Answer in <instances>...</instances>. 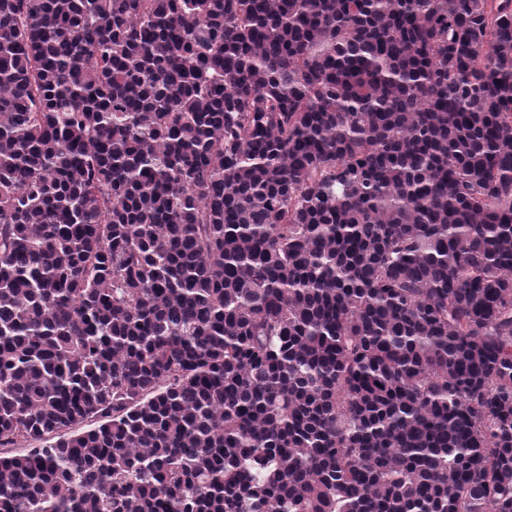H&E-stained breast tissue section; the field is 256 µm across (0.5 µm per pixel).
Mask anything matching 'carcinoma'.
<instances>
[{"label":"carcinoma","mask_w":512,"mask_h":512,"mask_svg":"<svg viewBox=\"0 0 512 512\" xmlns=\"http://www.w3.org/2000/svg\"><path fill=\"white\" fill-rule=\"evenodd\" d=\"M0 512H512V0H0Z\"/></svg>","instance_id":"1"}]
</instances>
